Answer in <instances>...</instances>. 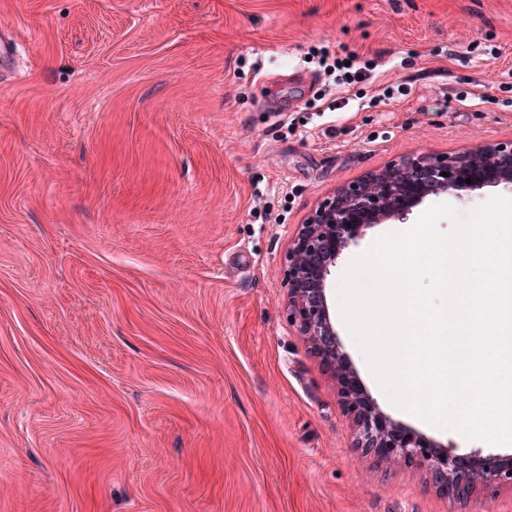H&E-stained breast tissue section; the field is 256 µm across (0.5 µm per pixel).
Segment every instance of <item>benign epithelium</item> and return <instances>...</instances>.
Returning <instances> with one entry per match:
<instances>
[{
	"label": "benign epithelium",
	"mask_w": 512,
	"mask_h": 512,
	"mask_svg": "<svg viewBox=\"0 0 512 512\" xmlns=\"http://www.w3.org/2000/svg\"><path fill=\"white\" fill-rule=\"evenodd\" d=\"M500 185L512 189V141L448 153L410 154L337 187L299 225L288 251V310L299 333L338 377L348 374L349 368L331 324L326 290L330 268L343 252L357 244L363 229L406 220L411 208L430 194ZM341 396L362 452L392 449L404 464L426 468L453 501L465 504L478 488L512 484V467L497 458L491 456L484 465L471 466L465 458L438 451L416 434L400 429L366 392L344 386Z\"/></svg>",
	"instance_id": "obj_1"
}]
</instances>
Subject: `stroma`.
Masks as SVG:
<instances>
[{
    "label": "stroma",
    "mask_w": 512,
    "mask_h": 512,
    "mask_svg": "<svg viewBox=\"0 0 512 512\" xmlns=\"http://www.w3.org/2000/svg\"><path fill=\"white\" fill-rule=\"evenodd\" d=\"M0 512H512L355 446L288 317L289 239L336 187L411 152L512 139V0H0ZM377 57L336 87L310 51ZM399 83L405 95L381 97ZM327 302L353 382L395 406Z\"/></svg>",
    "instance_id": "35a3bbf8"
}]
</instances>
